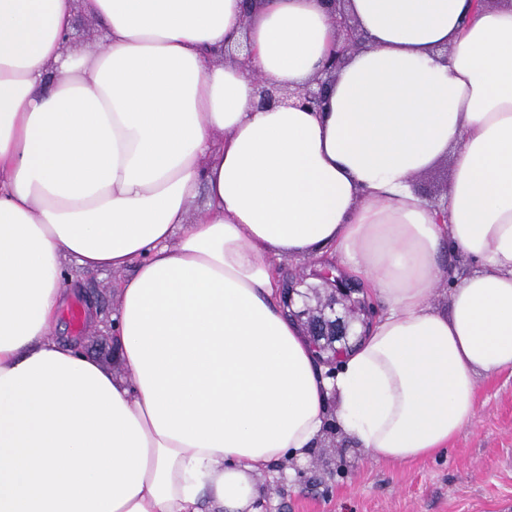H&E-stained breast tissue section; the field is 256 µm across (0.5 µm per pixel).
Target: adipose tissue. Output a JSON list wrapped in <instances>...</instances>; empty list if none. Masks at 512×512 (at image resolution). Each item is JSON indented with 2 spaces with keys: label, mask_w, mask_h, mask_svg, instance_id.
<instances>
[{
  "label": "adipose tissue",
  "mask_w": 512,
  "mask_h": 512,
  "mask_svg": "<svg viewBox=\"0 0 512 512\" xmlns=\"http://www.w3.org/2000/svg\"><path fill=\"white\" fill-rule=\"evenodd\" d=\"M85 8L107 47L75 56L74 0H0V512H257L331 421L374 462L445 450L512 368V0H346L317 112L253 73H321L325 0ZM445 157L441 223L413 181ZM326 254L382 307L329 375L279 273ZM128 267L116 373L51 330L74 272ZM331 6L338 30L345 36L336 52L329 57L322 75L312 82L294 90H282L269 83L260 73H256L258 106L261 108L286 103L309 110H319L325 105V87L336 71L343 65L348 52L357 44L356 25L341 8L343 0H326Z\"/></svg>",
  "instance_id": "adipose-tissue-1"
}]
</instances>
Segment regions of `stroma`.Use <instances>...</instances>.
<instances>
[{
    "label": "stroma",
    "instance_id": "35a3bbf8",
    "mask_svg": "<svg viewBox=\"0 0 512 512\" xmlns=\"http://www.w3.org/2000/svg\"><path fill=\"white\" fill-rule=\"evenodd\" d=\"M121 271L79 273L53 334L116 365L108 324ZM263 512H512V369L479 377L476 413L446 451L406 464L366 461L328 425L302 461L262 476Z\"/></svg>",
    "mask_w": 512,
    "mask_h": 512
}]
</instances>
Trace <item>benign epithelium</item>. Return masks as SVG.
I'll use <instances>...</instances> for the list:
<instances>
[{
	"label": "benign epithelium",
	"mask_w": 512,
	"mask_h": 512,
	"mask_svg": "<svg viewBox=\"0 0 512 512\" xmlns=\"http://www.w3.org/2000/svg\"><path fill=\"white\" fill-rule=\"evenodd\" d=\"M331 6L338 30L344 40L336 52L329 57L323 76L294 90H282L269 83L261 74H256L258 106L267 107L289 103L309 110H319L325 105V87L336 71L343 65L348 52L356 45V25L352 18L341 8L343 0H326ZM323 280L326 295L324 299L311 306L303 302V309H293L295 283L289 278L282 279L281 297L287 312L305 323L306 335L316 340L314 347L320 352V361L325 365L335 363L340 346L348 341L349 325L359 316L370 317L371 308L363 298L356 296L360 292L354 281L344 274H336V265L330 264L315 273Z\"/></svg>",
	"instance_id": "7a95c632"
}]
</instances>
